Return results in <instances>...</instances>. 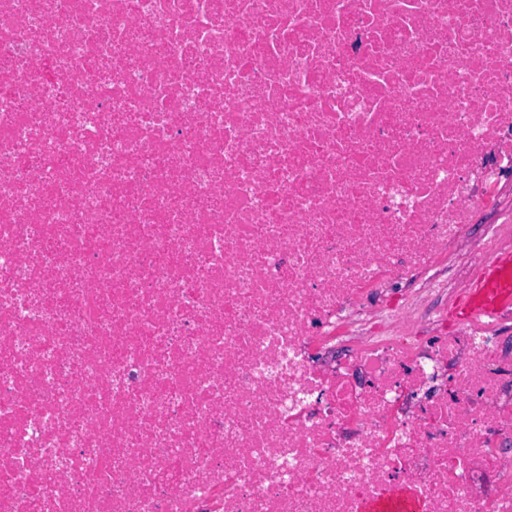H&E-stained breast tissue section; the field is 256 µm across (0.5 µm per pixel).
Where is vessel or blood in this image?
<instances>
[{
	"label": "vessel or blood",
	"mask_w": 512,
	"mask_h": 512,
	"mask_svg": "<svg viewBox=\"0 0 512 512\" xmlns=\"http://www.w3.org/2000/svg\"><path fill=\"white\" fill-rule=\"evenodd\" d=\"M506 309H512V250L498 253L476 275L453 303L451 313L466 321Z\"/></svg>",
	"instance_id": "1"
}]
</instances>
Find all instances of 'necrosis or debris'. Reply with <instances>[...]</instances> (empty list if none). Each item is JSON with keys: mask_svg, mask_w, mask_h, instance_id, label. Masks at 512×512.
Returning <instances> with one entry per match:
<instances>
[{"mask_svg": "<svg viewBox=\"0 0 512 512\" xmlns=\"http://www.w3.org/2000/svg\"><path fill=\"white\" fill-rule=\"evenodd\" d=\"M512 0H0V512H512ZM512 309V250L498 253L453 303L450 313L470 320L485 313Z\"/></svg>", "mask_w": 512, "mask_h": 512, "instance_id": "4bbe7bcc", "label": "necrosis or debris"}]
</instances>
